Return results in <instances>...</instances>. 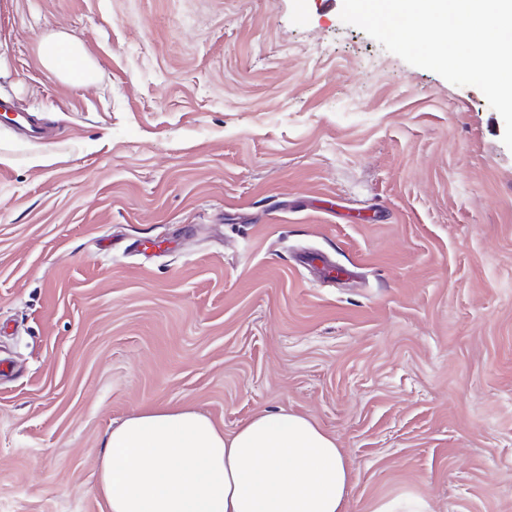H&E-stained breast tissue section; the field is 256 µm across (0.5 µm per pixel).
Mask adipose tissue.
<instances>
[{"label": "adipose tissue", "instance_id": "ef3b65f1", "mask_svg": "<svg viewBox=\"0 0 512 512\" xmlns=\"http://www.w3.org/2000/svg\"><path fill=\"white\" fill-rule=\"evenodd\" d=\"M39 60L67 83L91 81L94 63L75 37L43 38ZM351 483L335 437L284 409L227 433L192 409L160 406L101 440L109 512H348Z\"/></svg>", "mask_w": 512, "mask_h": 512}]
</instances>
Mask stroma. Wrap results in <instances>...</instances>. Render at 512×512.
Wrapping results in <instances>:
<instances>
[{
    "label": "stroma",
    "instance_id": "stroma-1",
    "mask_svg": "<svg viewBox=\"0 0 512 512\" xmlns=\"http://www.w3.org/2000/svg\"><path fill=\"white\" fill-rule=\"evenodd\" d=\"M341 7L0 0V101L59 135L0 123V512H108L104 434L163 404L307 416L348 512H512L504 122ZM54 31L91 84L42 68ZM302 262L315 267L318 271L319 279L323 283H330L343 276H351L354 274L350 268L336 264L321 252L309 251L305 253L302 257ZM372 512H433L430 503L420 497L400 495L378 502Z\"/></svg>",
    "mask_w": 512,
    "mask_h": 512
}]
</instances>
